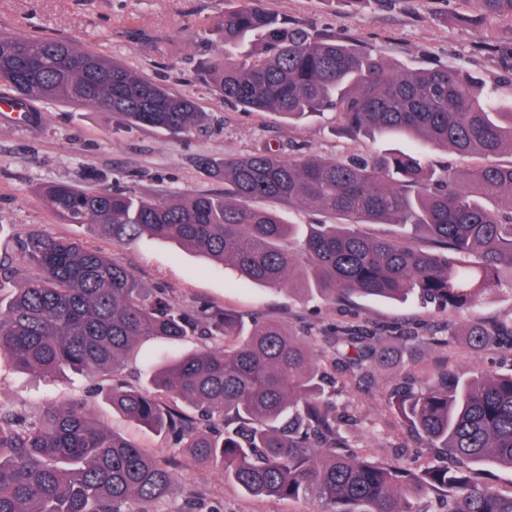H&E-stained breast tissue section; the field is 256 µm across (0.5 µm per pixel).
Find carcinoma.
Masks as SVG:
<instances>
[{
    "label": "carcinoma",
    "mask_w": 512,
    "mask_h": 512,
    "mask_svg": "<svg viewBox=\"0 0 512 512\" xmlns=\"http://www.w3.org/2000/svg\"><path fill=\"white\" fill-rule=\"evenodd\" d=\"M464 23L512 21V0H462ZM219 50L209 75L220 100L289 123L324 112L349 137L408 136L451 150L467 165L436 174L428 158L386 150L350 161L265 152L204 167L224 177V194L155 200L103 186L95 192L38 188L69 224H90L126 245L145 234L174 241L259 284L315 294L343 307L354 297L416 296L450 315L512 291V111L501 112L478 81L455 66L394 70L371 48L312 33L268 0H245L216 17ZM258 48L245 55L246 41ZM0 86L18 100L82 103L118 113L132 128L190 133L207 113L120 63L62 39L0 32ZM257 199L306 205L340 224H290ZM364 224L401 231L365 235ZM24 263L0 260V357L53 377L66 370L112 377V409L168 437L192 459L257 497H310L319 512H512L505 495L473 476L476 466L512 469V371L462 378L443 369L419 388L391 387L389 404L430 449L420 465L354 451L336 413V369L364 378L391 344L429 324L343 323L311 336L230 310H190L142 287L126 266L81 242L33 232L19 241ZM197 336L204 349L156 366L150 388L118 376L147 338ZM475 350L512 349V317L474 321ZM173 467L96 421L88 405H51L38 415L0 406V512H150L173 499Z\"/></svg>",
    "instance_id": "cac0c4a2"
}]
</instances>
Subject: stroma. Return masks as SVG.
<instances>
[{
  "label": "stroma",
  "mask_w": 512,
  "mask_h": 512,
  "mask_svg": "<svg viewBox=\"0 0 512 512\" xmlns=\"http://www.w3.org/2000/svg\"><path fill=\"white\" fill-rule=\"evenodd\" d=\"M244 0H0V30L32 38H60L120 62L145 78L208 112L207 128L176 137L164 130L127 127L113 113L83 104L33 102L22 121L0 116V256L21 263L17 241L33 229L80 240L128 267L147 288H163L184 307L199 305L234 311L247 319L276 321L299 334H319L332 323L393 327L434 319L435 311L417 302L356 299L341 310L315 296L302 299L287 290L258 286L230 268L164 239L143 236L118 245L97 236L87 224L61 221L37 194L39 186L64 183L89 190L107 185L158 199L176 195L220 194L224 181L204 171V159L266 149L299 151L328 159L362 157L385 150V141L351 140L338 134L335 113L291 126L271 112H247L216 97L206 73L215 46L206 29ZM275 11L307 28L341 34L374 47L398 69L453 64L493 88L502 109L512 108V84L500 78L503 49L512 47V22L492 21L482 34L459 21V0H270ZM190 340L172 344L161 338L140 342L127 359L126 374L148 382V366L162 358L199 349ZM512 364V352L476 351L463 337L448 347L421 338L390 349L386 364L373 368L372 387L341 388L338 412L355 417L347 436L354 450L372 449L383 457L405 447L408 458L421 453L386 406L382 394L408 371L448 369L459 374ZM88 401L110 430L133 437L155 456L176 460L182 494L224 503V512H314L307 498L276 500L243 493L218 471L197 465L164 436L113 411L93 380L73 373L48 379L0 360V405L35 414L44 407Z\"/></svg>",
  "instance_id": "obj_1"
}]
</instances>
